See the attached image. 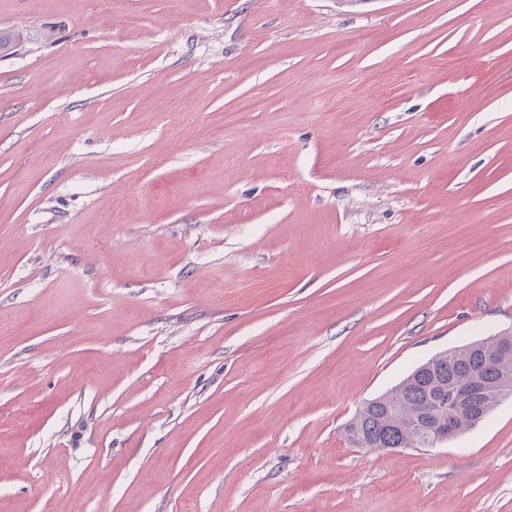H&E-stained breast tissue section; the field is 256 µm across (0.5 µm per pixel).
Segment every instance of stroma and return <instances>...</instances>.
<instances>
[{"mask_svg":"<svg viewBox=\"0 0 512 512\" xmlns=\"http://www.w3.org/2000/svg\"><path fill=\"white\" fill-rule=\"evenodd\" d=\"M136 25H128L129 17ZM0 512H512V0H0ZM512 349V333H502L462 344L442 352L417 366L402 381L385 393L366 401L345 426L348 440L355 448L383 450L386 448H436L454 435V410L471 394L486 389L481 372L474 373L463 385L469 371L484 365L483 354ZM437 399L433 415L448 412V425L443 422L434 431V446L430 447V432L418 429L425 422L427 409ZM413 426V427H412ZM507 369L484 366L486 375L495 382L496 391L477 396L457 409L455 428L457 436L465 434L482 423L504 400L512 398V355L506 357Z\"/></svg>","mask_w":512,"mask_h":512,"instance_id":"35a3bbf8","label":"stroma"}]
</instances>
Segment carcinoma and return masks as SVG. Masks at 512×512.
I'll return each instance as SVG.
<instances>
[{
  "label": "carcinoma",
  "mask_w": 512,
  "mask_h": 512,
  "mask_svg": "<svg viewBox=\"0 0 512 512\" xmlns=\"http://www.w3.org/2000/svg\"><path fill=\"white\" fill-rule=\"evenodd\" d=\"M512 349V333H502L462 344L417 366L385 393L366 401L345 426L355 448H427L430 432L417 428L427 419V409L440 394L450 393L469 371L483 364V354ZM507 369L484 367L496 391L477 396L457 409L455 428L462 435L482 423L504 400L512 398V355Z\"/></svg>",
  "instance_id": "cac0c4a2"
}]
</instances>
